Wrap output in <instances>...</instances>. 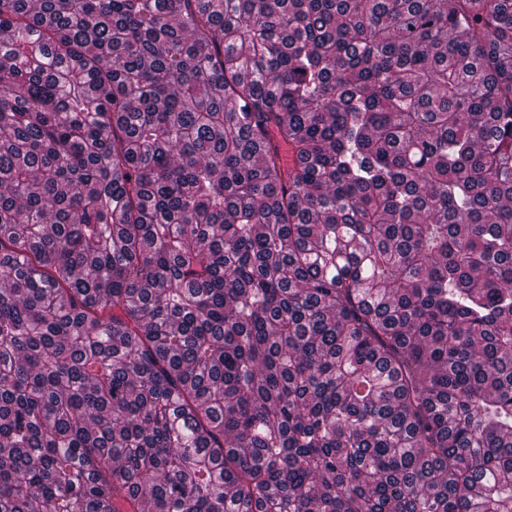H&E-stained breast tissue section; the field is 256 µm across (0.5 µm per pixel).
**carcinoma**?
<instances>
[{
	"label": "carcinoma",
	"instance_id": "1",
	"mask_svg": "<svg viewBox=\"0 0 512 512\" xmlns=\"http://www.w3.org/2000/svg\"><path fill=\"white\" fill-rule=\"evenodd\" d=\"M1 29L0 512H512V0Z\"/></svg>",
	"mask_w": 512,
	"mask_h": 512
}]
</instances>
